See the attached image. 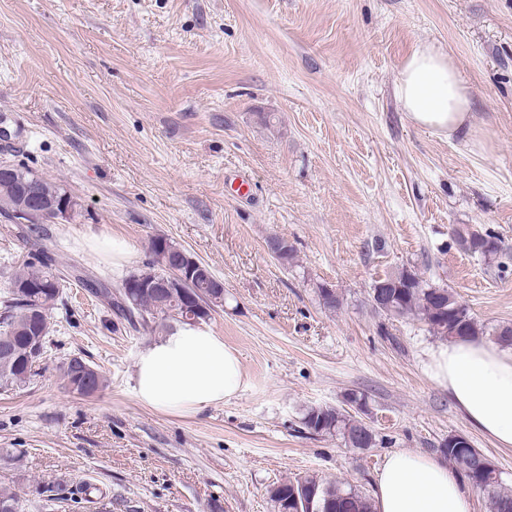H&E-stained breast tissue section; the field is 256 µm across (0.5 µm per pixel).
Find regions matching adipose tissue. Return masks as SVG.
<instances>
[{
    "instance_id": "obj_1",
    "label": "adipose tissue",
    "mask_w": 512,
    "mask_h": 512,
    "mask_svg": "<svg viewBox=\"0 0 512 512\" xmlns=\"http://www.w3.org/2000/svg\"><path fill=\"white\" fill-rule=\"evenodd\" d=\"M395 96L418 126L472 143L471 96L447 53L419 44L395 82ZM424 371L446 390L466 423L512 447V346L454 339L428 354ZM138 401L165 413H192L235 397L244 384L237 352L210 328L183 324L142 350L135 363ZM375 512H471L455 469L437 456L399 450L374 479Z\"/></svg>"
}]
</instances>
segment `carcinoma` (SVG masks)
Instances as JSON below:
<instances>
[{
	"label": "carcinoma",
	"instance_id": "1",
	"mask_svg": "<svg viewBox=\"0 0 512 512\" xmlns=\"http://www.w3.org/2000/svg\"><path fill=\"white\" fill-rule=\"evenodd\" d=\"M24 185H33L51 198L61 200L71 196L67 188L37 172L16 164L10 165L8 172L0 173V214H7L27 205V200L20 193ZM466 234L453 230L455 241L463 249L479 254L484 258H495L507 254V247L501 239L491 233H482L465 227ZM161 250L150 245L155 256L152 267L131 273L124 278L121 288L114 293L106 284H99L95 289L98 297L105 301L114 311L120 312L118 299H128L134 315L144 312L148 323L167 320L183 322L187 320L179 296L171 295L165 281L166 271L162 268L161 255L164 253L180 255L184 250L170 240L156 238ZM31 287L24 288L22 284ZM377 283L386 285L387 298L383 305L374 308L387 316H416L422 320L433 335L444 338H462L481 336L483 330L471 316L468 309L459 304L452 292L446 288L433 287L423 281L416 273L401 270L391 273ZM68 280L58 276L53 265L43 261H26L10 278L8 288L0 294V306L9 315L0 321V349L6 347L27 349L30 324L41 309H47L42 320V333H48L49 319L58 302L63 299ZM64 388L78 396H89L91 392L84 389L82 381L70 371L61 369ZM32 375L24 371H4L0 369V387L3 389H20L30 383ZM305 427L321 435L338 436L342 440H352V447L364 449L373 445L375 437L372 430L362 427V422L355 420L344 409L333 406H321L309 409L304 418ZM440 456L486 496L489 512H512V490L503 486L502 477L497 469L488 466L484 472L477 474L464 469L461 460L471 453V444L466 437L448 436L437 448ZM56 493L47 496L44 508L52 510L57 500H74L75 494L89 496L93 487L86 484L70 490L59 483ZM274 512H374L371 498L352 487H346L334 481H325L316 476H306L295 481H286L272 486L268 490Z\"/></svg>",
	"mask_w": 512,
	"mask_h": 512
}]
</instances>
